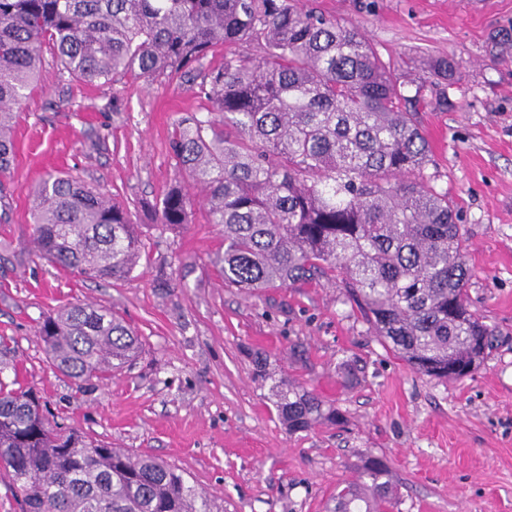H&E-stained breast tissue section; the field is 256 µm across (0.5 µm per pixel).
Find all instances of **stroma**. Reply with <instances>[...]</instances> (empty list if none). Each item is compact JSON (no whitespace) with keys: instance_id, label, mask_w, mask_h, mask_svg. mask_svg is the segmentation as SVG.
Wrapping results in <instances>:
<instances>
[{"instance_id":"stroma-1","label":"stroma","mask_w":512,"mask_h":512,"mask_svg":"<svg viewBox=\"0 0 512 512\" xmlns=\"http://www.w3.org/2000/svg\"><path fill=\"white\" fill-rule=\"evenodd\" d=\"M299 4L359 27L423 86L418 121L433 151L424 178L456 206L470 307L496 329L480 368L447 382L415 372L331 280L225 287L210 262L222 227L200 189L180 181L169 148L174 123L207 106L195 82L87 84L46 48L15 108V169L0 176V336L19 366L0 379L33 389L63 427L175 465L221 512H326L369 454L391 469L388 512H512V0ZM433 57L451 62L448 81L432 82ZM56 171L130 212L142 242L130 277L86 280L38 258L29 187ZM177 182L192 221L167 227L149 205ZM67 303L124 317L141 335L137 359L103 383L56 371L36 327ZM276 379L314 392L343 423L289 432Z\"/></svg>"}]
</instances>
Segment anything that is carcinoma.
Returning a JSON list of instances; mask_svg holds the SVG:
<instances>
[{
  "instance_id": "carcinoma-1",
  "label": "carcinoma",
  "mask_w": 512,
  "mask_h": 512,
  "mask_svg": "<svg viewBox=\"0 0 512 512\" xmlns=\"http://www.w3.org/2000/svg\"><path fill=\"white\" fill-rule=\"evenodd\" d=\"M46 44L90 84L187 76L223 46L224 62L197 84L212 110L177 120L170 149L224 227L212 259L224 284L250 292L339 275L348 302L414 371L474 374L494 329L470 310L466 237L448 193L420 179L430 162L424 98L405 94L395 63L360 28L295 0H0L1 174L15 165L13 108ZM31 196L41 257L92 280L134 272L141 242L128 210L65 174H48ZM151 209L159 224L191 223L177 183ZM37 334L50 364L78 382L110 379L142 346L134 327L92 304L50 311ZM273 392L291 433L343 421L286 380ZM0 471L24 512H213L176 466L66 430L32 392L1 380ZM388 477L387 462L367 456L328 512H383Z\"/></svg>"
}]
</instances>
